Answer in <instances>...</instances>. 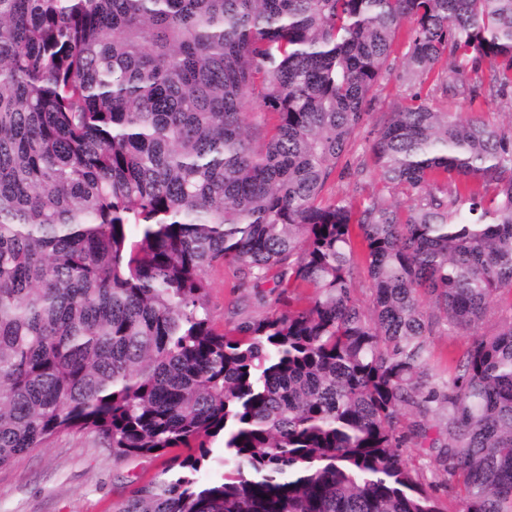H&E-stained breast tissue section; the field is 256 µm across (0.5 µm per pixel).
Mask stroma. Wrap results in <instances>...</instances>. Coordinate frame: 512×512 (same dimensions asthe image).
<instances>
[{
	"mask_svg": "<svg viewBox=\"0 0 512 512\" xmlns=\"http://www.w3.org/2000/svg\"><path fill=\"white\" fill-rule=\"evenodd\" d=\"M407 34L399 32L389 57V75L371 95L370 118L359 127L347 154L338 166L335 179L326 187L325 198L351 196L362 204L373 196H384L400 208L413 203V191L404 187H385L371 161V145L377 135L380 118L403 103L412 93H420L441 112H469L487 122L512 126V101H470L467 90L485 81L489 68L466 69L462 78H449L447 90L434 81L415 86L403 76V55ZM208 305L216 331L246 320L266 317L283 310L271 284L256 288L238 285L236 269L218 265L208 272ZM436 449L407 448L403 455L418 473L426 488L448 512L460 505L448 490V481L436 463ZM164 455L115 458L90 431H63L52 436L41 448L0 466V512H112L113 504L136 483L148 480L167 464Z\"/></svg>",
	"mask_w": 512,
	"mask_h": 512,
	"instance_id": "1",
	"label": "stroma"
}]
</instances>
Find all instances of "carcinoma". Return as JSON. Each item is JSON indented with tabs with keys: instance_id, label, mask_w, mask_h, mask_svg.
<instances>
[{
	"instance_id": "1",
	"label": "carcinoma",
	"mask_w": 512,
	"mask_h": 512,
	"mask_svg": "<svg viewBox=\"0 0 512 512\" xmlns=\"http://www.w3.org/2000/svg\"><path fill=\"white\" fill-rule=\"evenodd\" d=\"M404 21L410 82L448 53L512 97V0H0L1 466L91 430L187 449L115 512H442L427 446L512 512V130L416 92L371 153L418 203L322 199ZM224 264L288 309L216 332ZM471 342V336L462 331L448 335L445 326H441L440 332L431 339V364L435 370L442 374L448 373V354L461 352ZM403 455L410 467L420 476L426 488L442 503V507L450 512H459L461 505L454 494L448 492L447 477L438 470L435 463L437 449L435 448H403Z\"/></svg>"
}]
</instances>
